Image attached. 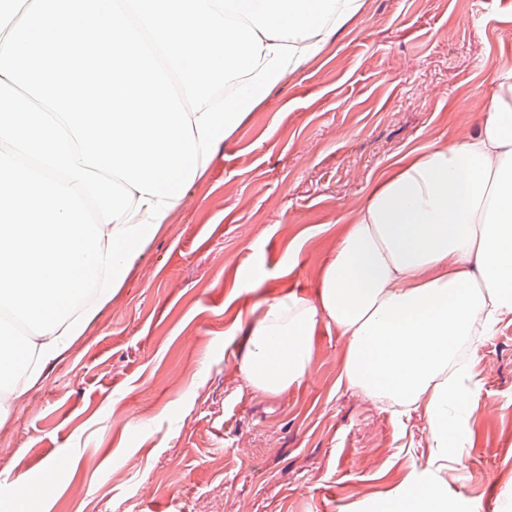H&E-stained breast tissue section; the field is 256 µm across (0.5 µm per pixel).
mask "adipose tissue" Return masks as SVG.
I'll return each instance as SVG.
<instances>
[{"label":"adipose tissue","instance_id":"ef3b65f1","mask_svg":"<svg viewBox=\"0 0 512 512\" xmlns=\"http://www.w3.org/2000/svg\"><path fill=\"white\" fill-rule=\"evenodd\" d=\"M0 0V303L35 325L0 336V415L43 379L122 288L185 189L286 74L362 0ZM39 44L105 77L63 89L19 53ZM478 134L432 145L378 185L315 298L258 304L239 365L253 389L300 380L323 321L349 338L342 375L364 396L427 406L436 447L464 407L460 347L512 315V67ZM387 512H448L437 483Z\"/></svg>","mask_w":512,"mask_h":512}]
</instances>
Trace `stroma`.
Here are the masks:
<instances>
[{"label": "stroma", "mask_w": 512, "mask_h": 512, "mask_svg": "<svg viewBox=\"0 0 512 512\" xmlns=\"http://www.w3.org/2000/svg\"><path fill=\"white\" fill-rule=\"evenodd\" d=\"M503 65L512 0H363L244 117L85 336L0 418V512L17 476L63 454L31 512H379L428 480L448 512H512V319L469 347L472 396L445 449L424 407L348 386L336 325L319 323L306 375L278 394L238 369L254 305L314 296L371 191L480 130L466 99L494 92ZM170 467L177 487H152Z\"/></svg>", "instance_id": "obj_1"}]
</instances>
